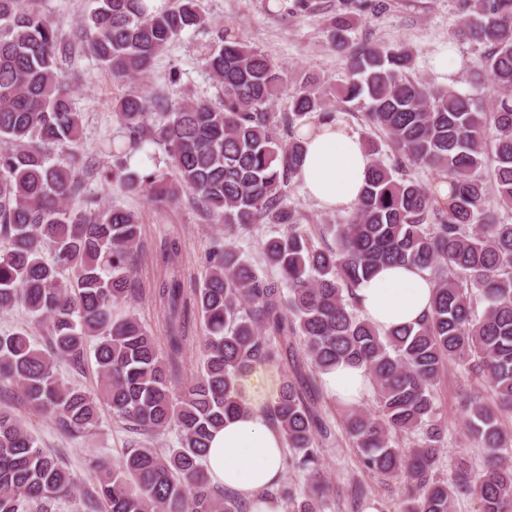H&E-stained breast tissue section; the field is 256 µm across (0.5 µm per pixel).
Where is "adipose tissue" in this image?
I'll use <instances>...</instances> for the list:
<instances>
[{
	"mask_svg": "<svg viewBox=\"0 0 512 512\" xmlns=\"http://www.w3.org/2000/svg\"><path fill=\"white\" fill-rule=\"evenodd\" d=\"M304 160L297 178L306 195L327 210H351L364 185L370 158L360 136L340 119H311L303 129ZM433 285L424 274L404 266L387 267L356 290L362 316L389 329L415 325L431 308ZM338 399L355 402L370 387L363 367L339 364L325 376ZM273 378L257 367L240 380L246 410L218 429L205 467L212 483L252 499L255 512H282L264 496L283 476L287 452L281 429L271 423L266 405Z\"/></svg>",
	"mask_w": 512,
	"mask_h": 512,
	"instance_id": "adipose-tissue-1",
	"label": "adipose tissue"
}]
</instances>
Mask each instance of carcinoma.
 <instances>
[{
	"label": "carcinoma",
	"instance_id": "1",
	"mask_svg": "<svg viewBox=\"0 0 512 512\" xmlns=\"http://www.w3.org/2000/svg\"><path fill=\"white\" fill-rule=\"evenodd\" d=\"M98 3L72 43L32 0H0V310L20 305L45 331L43 349L25 329L0 334V382L69 438L87 436L105 408L148 439L171 428L179 436L165 453L143 445L118 467L96 461L83 512H249L237 494L211 485L202 461L212 432L244 411L239 381L257 365L278 373L268 416L304 474L303 493L288 484L275 494L288 512H334L319 464L331 429L314 376L341 362L364 366L377 398L373 412L348 410L346 433L365 470L403 474L401 512H454L460 497L477 500L480 512H512V433L500 423L512 416V224L485 207L491 188L498 206L512 209V0H461L457 33L483 47L474 79L486 75L495 88L488 112L467 94L414 78L409 45L368 43L350 50L344 83L304 74L290 111L277 114L271 104L287 79L226 28L201 58L219 101L137 92L116 102L122 136L108 144L113 163L101 177L157 208L187 190L224 225L199 286L173 272L155 290L163 351L133 313L119 312L137 295L138 215L86 199L72 206L83 181L74 164L49 163L47 149H76L81 139L61 57L84 46L112 76L135 78L210 21L200 0H170L160 11L146 0ZM350 26L348 16L331 19L336 47L348 46ZM334 101L364 106V122L383 139L364 140L370 166L353 211L310 228L288 204L303 159L299 125L314 113L332 118ZM148 143L164 147L170 175L129 168L133 152L155 160ZM385 147L389 164L380 159ZM412 168L432 171L437 188ZM255 224L278 227L262 243V269L235 244ZM391 263L417 267L433 284L432 307L416 327L384 331L359 313L356 288ZM190 312L202 327V358L185 381ZM60 359L77 368L93 360L96 388L64 385ZM449 363L489 377L495 399L466 404L465 437L483 449L485 469L474 474L461 456L441 479L445 429L433 387ZM73 488L58 459L1 406L0 512H49Z\"/></svg>",
	"mask_w": 512,
	"mask_h": 512
}]
</instances>
